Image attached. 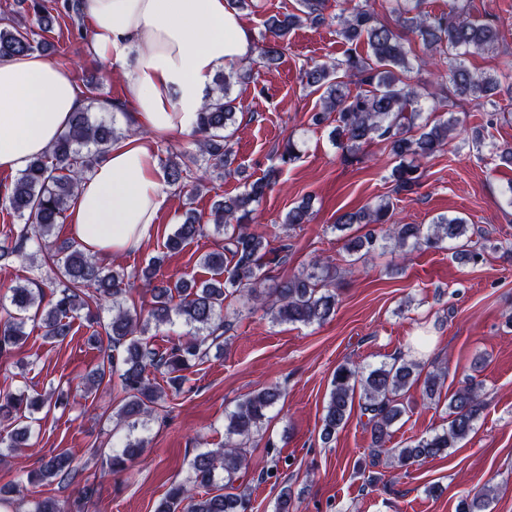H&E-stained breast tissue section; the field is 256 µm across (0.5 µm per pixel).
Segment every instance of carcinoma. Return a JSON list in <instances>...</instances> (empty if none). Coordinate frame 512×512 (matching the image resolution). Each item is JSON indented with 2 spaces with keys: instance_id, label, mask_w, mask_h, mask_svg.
I'll return each instance as SVG.
<instances>
[{
  "instance_id": "1",
  "label": "carcinoma",
  "mask_w": 512,
  "mask_h": 512,
  "mask_svg": "<svg viewBox=\"0 0 512 512\" xmlns=\"http://www.w3.org/2000/svg\"><path fill=\"white\" fill-rule=\"evenodd\" d=\"M352 5L341 9L339 35L348 43L366 42L370 53L360 56L349 52L342 59L315 63L304 71L306 86L319 94L321 111L312 116L315 124L336 123L331 134L340 147L351 156L371 141H378L388 150L394 165L390 179L394 190L412 192L421 184L419 159L433 155L448 144V132L457 119L449 116L418 125L421 95L411 83L413 66L400 31L420 38L429 51L423 64L439 69V77L447 79L457 96L473 101H488L504 91L512 99V73H478L467 65V56L474 51L491 52L502 41L501 32L491 24L467 15L465 0H453L448 14L431 16L421 9L422 0H395L392 12L398 28H392L369 5L368 0H350ZM325 0H299L295 12L274 15L264 21L265 36L257 46L262 63L275 64L286 51L288 33L304 24L320 25L326 21ZM80 15L79 0H13V8L0 17V61L29 54L42 33L52 29L56 17ZM251 71L239 70L219 74L215 88L208 91L198 112L194 134L195 149L185 150L178 160L166 164L167 183L183 189L187 181L201 182L197 171L202 168H229L233 153L229 129L242 111L237 98L231 96V84L250 79ZM358 86L348 89V82ZM95 87L88 89L89 105L71 113L68 127L43 155L33 157L19 173L10 193L0 200L10 213L24 223L10 227L0 242V262L11 258L34 264L41 255L45 285L52 299L44 301L41 288L25 285L9 287V305L0 306V352L16 348L26 339V325L37 323L44 337L56 340L67 335L70 321L84 317L93 327L90 340L107 342L102 362L91 374L90 389L111 385L112 376L119 375L124 392L117 416L131 429L152 416L162 399V392L148 380V370L167 376L172 388L180 389L181 372L192 361L206 359L211 350L224 346L233 322L221 316L224 302L236 298L244 303L271 298L269 307L277 322L311 324L329 318L336 308V292L329 288L330 266H320L322 276L306 274L276 280L272 267L288 261L290 245L280 240L276 247L262 233L251 227L256 206L265 196L271 177L255 180L244 186L240 194L216 201L211 220L224 227V246L220 251L205 254L200 264L211 278L200 285L185 280L164 282L157 270L164 257H155L135 274L151 293L152 305L147 312L124 305L125 281L128 274L105 269L97 259L70 240L52 237L55 227L64 222L70 201L82 180L94 165L119 139L112 124L95 121L92 105L98 103ZM309 204L301 201L288 211L285 223L293 226L308 220ZM365 232L350 240L351 252H370L384 241L406 252L439 248L445 240L458 242L454 257L476 263L491 239L483 237L479 249L465 241L469 230L466 219L439 216L430 224H397L392 221L390 202L366 206L346 212L336 219L334 228L346 232L355 225ZM204 232V225L194 209L166 243L168 251L183 249ZM109 301L111 316L101 323L98 308ZM180 317L191 331L170 349L160 353L146 338L150 322L160 325ZM417 362L397 360L363 373L357 367L343 364L336 369L332 390L325 406L321 438L330 441L343 427L351 411L355 391H360L361 408L370 425L374 455L383 452L390 438V427L407 412L408 390L418 380ZM447 372H430L424 379V394L431 399ZM281 397L277 386L246 396L230 412L225 424L224 447L201 452L192 462V476L185 482L171 485L155 512H247L250 494L237 493L235 482L248 466V444L259 433L269 409ZM56 392L33 398L25 393L0 390V419L16 426L0 444L8 448L30 447L32 429L38 425L35 414L60 403ZM486 408L482 384L472 381L448 398V428L435 435L421 437L403 448L390 449L402 466L412 465L448 453V449L466 439L474 430ZM144 440L129 441L112 451L108 461L112 471L120 472L140 454ZM224 471V483H216L218 470ZM78 475L74 459L62 450L41 458L39 469L20 477L8 488L0 487V504L23 500L31 487L42 481L67 484ZM489 498L485 494L463 497L456 512H487Z\"/></svg>"
}]
</instances>
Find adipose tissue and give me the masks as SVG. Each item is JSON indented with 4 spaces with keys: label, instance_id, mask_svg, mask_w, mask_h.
<instances>
[{
    "label": "adipose tissue",
    "instance_id": "ef3b65f1",
    "mask_svg": "<svg viewBox=\"0 0 512 512\" xmlns=\"http://www.w3.org/2000/svg\"><path fill=\"white\" fill-rule=\"evenodd\" d=\"M88 53L120 70L135 135L119 139L81 183L67 233L106 263L141 248L166 203L155 140L190 133L209 81L256 55L228 0H81ZM82 105L72 68L36 54L0 61V172L48 150Z\"/></svg>",
    "mask_w": 512,
    "mask_h": 512
}]
</instances>
